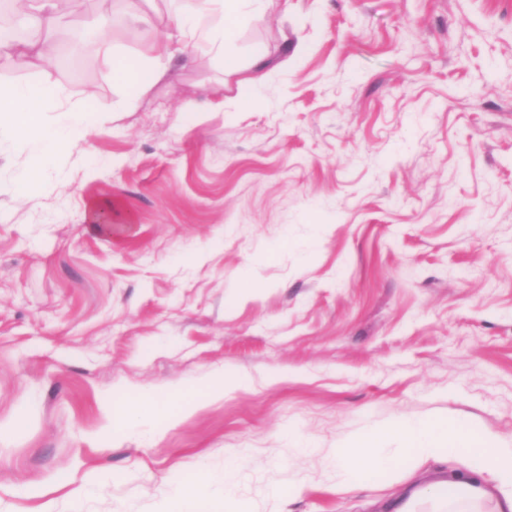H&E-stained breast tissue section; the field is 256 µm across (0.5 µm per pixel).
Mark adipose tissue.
Masks as SVG:
<instances>
[{
  "label": "adipose tissue",
  "mask_w": 512,
  "mask_h": 512,
  "mask_svg": "<svg viewBox=\"0 0 512 512\" xmlns=\"http://www.w3.org/2000/svg\"><path fill=\"white\" fill-rule=\"evenodd\" d=\"M67 0H26L23 20L32 37L12 41L0 30V45L10 48L19 68H34V81L0 85V134L10 136L29 152V165L16 177L25 196H35L44 172L62 152L77 145L86 121L84 113L64 93L44 62L53 46L48 36L62 17ZM261 8V0H196L189 12L175 10L165 17L168 37L145 42L135 59L112 51L108 77L129 96L145 95L164 81L173 67L204 50L238 76V96L248 103L261 80L266 52L255 48L249 65L233 53L239 27ZM334 460L343 472V490L361 487L370 473H387L408 462L413 467L430 461H458V468L430 481L423 476L393 493L392 512H419L431 504L433 512H512V442L499 443L468 421L419 419L373 430L358 438L354 448L337 451Z\"/></svg>",
  "instance_id": "adipose-tissue-1"
}]
</instances>
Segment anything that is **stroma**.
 <instances>
[{"instance_id": "1", "label": "stroma", "mask_w": 512, "mask_h": 512, "mask_svg": "<svg viewBox=\"0 0 512 512\" xmlns=\"http://www.w3.org/2000/svg\"><path fill=\"white\" fill-rule=\"evenodd\" d=\"M257 44L247 106L203 52L124 111L104 47L56 71L95 102L37 199L0 138V512H384L406 470L340 493L334 450L431 416L512 440V0H266ZM222 372L254 383L205 396ZM150 394L174 422L105 435Z\"/></svg>"}]
</instances>
